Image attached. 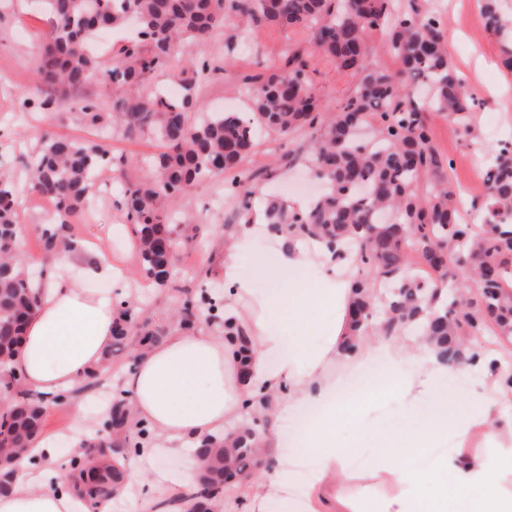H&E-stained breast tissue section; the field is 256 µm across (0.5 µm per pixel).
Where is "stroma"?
<instances>
[{"instance_id": "stroma-1", "label": "stroma", "mask_w": 512, "mask_h": 512, "mask_svg": "<svg viewBox=\"0 0 512 512\" xmlns=\"http://www.w3.org/2000/svg\"><path fill=\"white\" fill-rule=\"evenodd\" d=\"M449 29L448 57L475 88V132L488 149L497 148L501 140L512 138V70L503 64L500 39L485 31L479 0H431ZM49 26V17L40 0H0V169L10 170L17 179H24L23 160L34 148L42 133L78 139H92L104 145L112 155L125 157L123 171L105 169L101 180L121 186L144 176L142 158L156 154V144L144 138L129 139L119 134L100 133L86 124L80 116L81 96L95 99L100 112L112 110V97L101 94L98 85H89L84 93H69L48 110H26L25 101H40L50 95L49 86L36 82L33 61L41 37ZM240 21L232 17L222 29L204 43L190 49L196 62L217 65L220 71L215 81L197 95V110L207 112H236L244 109L246 100L241 94L245 75L277 71L285 63L289 49L308 55L315 70L312 77L315 91L324 111L332 112L352 91L356 79L342 73L318 55L308 31H284L271 25L252 26L247 36L239 34ZM432 141L447 160L442 176L462 189L463 204L480 203L483 196L474 187L475 171L482 159H471L468 137L453 128L447 118L435 114L430 122ZM300 138H264L262 145L244 164L253 177L249 198L250 213L263 212L274 197L286 198L292 206L310 202L315 185L302 167L289 163L298 151ZM27 188L18 194L19 220L23 227L21 250L25 259L42 257L43 252L36 230L46 213L43 206L30 203ZM184 210L196 214L207 224L211 233L195 237L190 225L176 228L179 270L168 290L159 291L145 281L139 270V260L131 248L132 228L127 224L111 195L95 194L92 207L79 213L72 226L74 238L89 245L103 246L112 263L124 276L112 285L114 293L134 304H145L153 326L170 333L179 322L171 312L173 298L179 289L198 291L200 287L223 282L220 269L224 251L225 225L238 224L232 196L224 189L223 179L196 185L182 199ZM131 350L112 357V371L96 380L86 381L78 401H81L88 424L85 437L95 435L100 427L102 395H114L116 376H128L132 362Z\"/></svg>"}]
</instances>
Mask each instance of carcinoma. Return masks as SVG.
Returning a JSON list of instances; mask_svg holds the SVG:
<instances>
[{
  "mask_svg": "<svg viewBox=\"0 0 512 512\" xmlns=\"http://www.w3.org/2000/svg\"><path fill=\"white\" fill-rule=\"evenodd\" d=\"M52 15L42 35L33 74L62 93L93 82L115 94L112 131L158 140L163 151L145 160L147 175L125 185L117 208L139 242L140 272L159 289L168 287L176 256L167 245L174 224H192L170 205L195 183L238 169L255 153L260 130L282 137L305 136L303 161L324 182L325 191L305 209L270 199L266 223L291 242L319 239L340 247L338 256L358 243V276L352 284L351 335H359L375 306L378 329L385 335L404 326L427 330L441 359H464L478 337L492 327L512 337V141L499 145L487 166L490 190L478 206L484 229L479 234L456 214V189L437 178L444 159L434 146L428 113L441 112L459 132L474 137V99L448 60L447 28L427 0H45ZM230 14L246 24H270L309 30L314 49L337 68L350 71L356 83L334 113L320 107L299 51H288L285 65L267 76H247L244 91L250 116L214 112L194 118L192 91L208 85L219 67L207 62L190 67L186 94L171 99L142 92L155 72L177 54L211 37ZM130 18L139 26L135 41L122 46L106 64L90 50L105 31L121 30ZM486 30L512 54V17L499 0H484ZM387 30L388 43L400 61L397 72L369 66L367 31ZM82 115L91 126L106 117L87 99ZM122 161L99 143L45 133L28 162L29 190L48 198L55 218L41 230L45 259L52 260L72 243L70 224L92 204L95 178ZM250 177L232 183L231 192L248 210ZM19 222L13 180L0 175V456L20 461L44 434L47 402L24 387L14 358L24 322L37 296L18 252ZM418 263L409 265V252ZM466 266L475 291L458 292L430 310L431 284H448ZM189 298H179L175 316L192 327ZM160 335L143 310L123 302L112 324V345L130 338L148 347ZM253 433L242 430L224 444L211 438L198 445L197 486L182 500L186 512H212L223 499L224 481H247L260 465ZM149 430L133 421L124 395L112 397L103 428L71 459L68 488L78 497L99 502L112 497L126 480L124 461L143 447Z\"/></svg>",
  "mask_w": 512,
  "mask_h": 512,
  "instance_id": "1",
  "label": "carcinoma"
}]
</instances>
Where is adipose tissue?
<instances>
[{
  "label": "adipose tissue",
  "instance_id": "ef3b65f1",
  "mask_svg": "<svg viewBox=\"0 0 512 512\" xmlns=\"http://www.w3.org/2000/svg\"><path fill=\"white\" fill-rule=\"evenodd\" d=\"M262 215L247 216L224 241V312L237 335L214 323L180 329L138 359L123 388L135 419L149 424L167 454L182 453L229 425H241L247 411L285 415L295 408L318 409L296 441V457L318 464L309 484L311 512H512V416L499 406L512 400V378L496 381L469 397H453L450 386L493 355L443 363L427 336L399 329L386 336L366 324L361 342L345 350L349 332L354 260L336 261L320 241L289 244L279 238L273 258L240 262L242 245ZM121 272L101 250L84 243L58 257L38 290L15 362L27 389L52 399L85 381L112 343L115 314L112 283ZM251 351L248 376H241L236 351ZM390 371L409 366L415 377L395 381L406 408L394 425L357 431L351 442L336 432L355 428L361 402L334 396L337 372L363 371L377 358ZM427 408H419L421 400ZM453 440L447 454L435 448ZM372 454L351 471L355 449ZM293 476L288 466L237 489L250 512H272L284 503ZM110 503L91 507L63 488L46 486L29 464L15 472L0 512H109Z\"/></svg>",
  "mask_w": 512,
  "mask_h": 512
}]
</instances>
